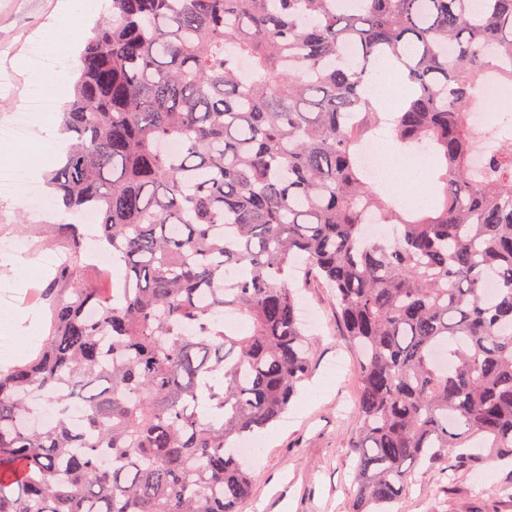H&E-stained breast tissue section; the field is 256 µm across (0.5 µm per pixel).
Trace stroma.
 <instances>
[{
  "instance_id": "obj_1",
  "label": "stroma",
  "mask_w": 512,
  "mask_h": 512,
  "mask_svg": "<svg viewBox=\"0 0 512 512\" xmlns=\"http://www.w3.org/2000/svg\"><path fill=\"white\" fill-rule=\"evenodd\" d=\"M64 0H0V122L11 120L24 107L30 85L38 80L26 59L28 42L44 36L63 14ZM47 137L36 124L32 139L0 145V160L48 170L52 163L42 153ZM62 214L35 213L22 196L0 197V241L21 238L30 245L36 271L16 274L15 262L0 257V284L13 287L14 299L0 297V314L22 311L20 301L31 284L47 289L54 272L44 260L65 252L66 242L50 237L44 224L62 222ZM302 312L319 318L313 355L314 371L304 381L288 411L265 434L258 454L249 460L253 496L244 512H350L352 455L349 437L355 427L351 404L356 389L354 355L341 336L336 312L326 289L311 288L300 302ZM315 401H307L310 391ZM408 495L392 504V512H512V502L497 494L512 482V462L486 459L478 468L442 478L429 466L414 470Z\"/></svg>"
}]
</instances>
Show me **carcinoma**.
Here are the masks:
<instances>
[{
  "mask_svg": "<svg viewBox=\"0 0 512 512\" xmlns=\"http://www.w3.org/2000/svg\"><path fill=\"white\" fill-rule=\"evenodd\" d=\"M80 39L46 183L124 276L88 287L67 225L49 336L0 369V512H243L234 445L312 372L299 260L357 352L352 512L421 463L512 460V142L477 168L498 130L473 119L486 71L512 84V0H109ZM383 57L392 118L366 96ZM387 125L434 158L429 214L364 162Z\"/></svg>",
  "mask_w": 512,
  "mask_h": 512,
  "instance_id": "carcinoma-1",
  "label": "carcinoma"
}]
</instances>
